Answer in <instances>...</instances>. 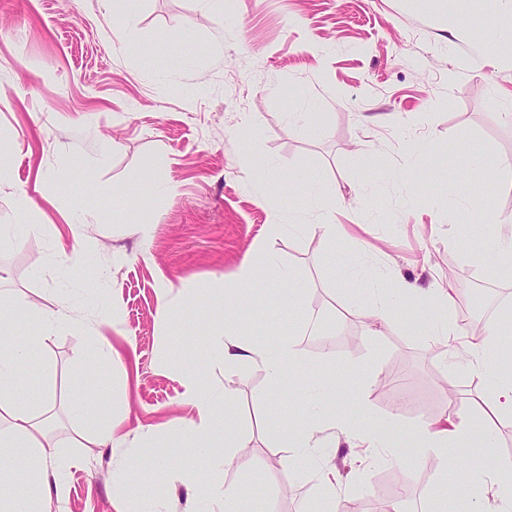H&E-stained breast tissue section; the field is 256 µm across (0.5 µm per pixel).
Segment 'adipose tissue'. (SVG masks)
Listing matches in <instances>:
<instances>
[{
  "label": "adipose tissue",
  "mask_w": 512,
  "mask_h": 512,
  "mask_svg": "<svg viewBox=\"0 0 512 512\" xmlns=\"http://www.w3.org/2000/svg\"><path fill=\"white\" fill-rule=\"evenodd\" d=\"M426 297L435 309V316L420 321L418 328L427 336L454 340L464 333L456 316L458 290L451 283L424 288L402 279L393 293L378 294L371 317L375 325H385L396 298ZM14 318H29L36 322L37 331L27 344L10 338L8 323ZM73 317L68 309H47L28 298H18L11 310L0 314V512H66L68 487L65 473L70 459L55 452V443L42 421L23 398V366L34 345L44 344L52 336L70 326ZM211 348L217 362L233 368L248 364L263 370L268 379L266 399L276 406L279 399L278 381L282 372L302 376L308 368L294 337L275 343L254 341L229 319L212 326ZM500 330L488 329L484 338L472 344L462 360L463 366L485 379L484 391L474 400L470 416L446 415L422 428L410 431L406 440L423 453L447 457L450 466H457L449 449L469 451L470 483L457 488L447 477H440L429 493L432 512H447L450 499L468 495L470 512H512V481L507 474L512 462L493 459L487 449L493 444V431L498 421L512 420V377L495 374L492 367L500 357ZM184 399L197 410L196 417L181 420L180 428L191 440V453L208 467L223 464L247 468L248 462L239 450L245 442L235 426L223 417V408L203 393L198 377L186 375ZM76 401L92 425L87 438L91 448H114V437L120 422L111 405L103 403L99 394L81 392ZM304 401L311 413L308 420L287 436L292 457L308 460L318 448L325 432L342 434L345 444L360 442L362 447L383 448L390 442L395 426L389 419H375L367 429L360 428L355 416L341 419L330 417L323 407L319 389L308 385ZM223 449V460H216L215 449Z\"/></svg>",
  "instance_id": "1"
}]
</instances>
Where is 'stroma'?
<instances>
[{
    "label": "stroma",
    "mask_w": 512,
    "mask_h": 512,
    "mask_svg": "<svg viewBox=\"0 0 512 512\" xmlns=\"http://www.w3.org/2000/svg\"><path fill=\"white\" fill-rule=\"evenodd\" d=\"M459 15L512 34V0H115L107 15L100 0H0V142L19 144L0 152V226L59 232L0 242V299L25 296L77 319L31 360L25 385L32 408L53 414L54 439L84 459L67 474L69 512H118L113 476L125 464L108 448L78 449L75 392L110 390L126 401L119 436L149 428L167 439L194 415L182 397L189 369L203 392L234 393L253 467L215 472L171 448L167 468L135 462L153 472L138 493L159 512H193L190 471L216 489L260 487L262 500L244 494V512L265 500L274 512H304L317 480L288 463L276 440L307 416L293 401L295 379L282 377V402L268 411L262 370H228L211 356L207 330L225 316L268 342L298 335L330 410L343 412L358 392L372 416L395 421L398 435L368 469L347 446L328 449L346 479L345 512H375L399 472L409 478V512H428L440 475L465 480L464 469L434 453L404 464L400 433L470 411L482 376L449 374L447 342L416 328L432 311L413 301L397 303L370 335L371 284L350 273L379 264L424 288L438 280L467 293L478 287L497 320L512 317V262L481 257V222L512 214V191L462 168L443 172L478 141L512 177V56L451 26ZM413 145L424 152L410 168ZM267 160L276 171L266 179ZM151 182L176 192L152 194ZM311 183L324 190L313 204ZM134 186L135 199L120 196ZM20 192L33 201L29 213L15 206ZM73 211L87 217L77 240L67 224ZM277 215L289 230L271 240ZM141 218L154 226L151 239L130 231ZM324 218L354 225L359 246L314 236L310 224ZM266 241L301 288L298 310H280L290 285L270 273L246 297L222 298ZM62 245L79 258L61 257ZM163 287L179 309L168 322L157 316ZM103 304L115 326L99 320ZM314 308L339 324L332 344L302 334V313ZM90 320L123 362L112 376L83 369Z\"/></svg>",
    "instance_id": "stroma-1"
}]
</instances>
